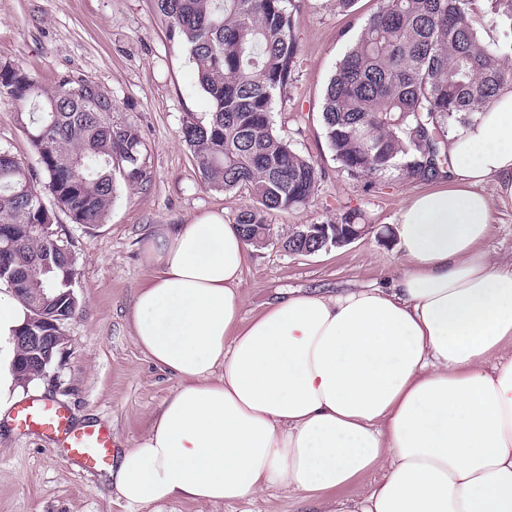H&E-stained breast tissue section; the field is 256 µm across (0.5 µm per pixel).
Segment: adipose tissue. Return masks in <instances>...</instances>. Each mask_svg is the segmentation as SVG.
<instances>
[{
	"label": "adipose tissue",
	"mask_w": 512,
	"mask_h": 512,
	"mask_svg": "<svg viewBox=\"0 0 512 512\" xmlns=\"http://www.w3.org/2000/svg\"><path fill=\"white\" fill-rule=\"evenodd\" d=\"M447 184L401 207L404 270L383 286L296 293L241 323L248 244L210 214L169 224L138 291L135 343L179 381L109 477L137 508L288 487L311 512H512V262L480 245L489 179L512 194V88L448 136ZM0 297V418L18 400ZM358 500L327 498L372 470Z\"/></svg>",
	"instance_id": "obj_1"
}]
</instances>
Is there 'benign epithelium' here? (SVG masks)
Listing matches in <instances>:
<instances>
[{
  "label": "benign epithelium",
  "instance_id": "obj_1",
  "mask_svg": "<svg viewBox=\"0 0 512 512\" xmlns=\"http://www.w3.org/2000/svg\"><path fill=\"white\" fill-rule=\"evenodd\" d=\"M322 228L321 224H307L300 234L305 240L315 236L321 241L331 239L333 244L339 247L361 237L368 230V225L345 232L342 231V226L338 225L332 236L324 233ZM75 309L76 302L70 295H61L53 299L43 296L36 302L33 314L29 315L26 322L32 335L23 337L26 344V360L16 364L24 381L29 382L47 375L53 365L54 354L63 349L67 339L62 329L64 319L71 316V312Z\"/></svg>",
  "mask_w": 512,
  "mask_h": 512
}]
</instances>
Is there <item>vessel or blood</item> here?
Returning <instances> with one entry per match:
<instances>
[{
	"instance_id": "obj_1",
	"label": "vessel or blood",
	"mask_w": 512,
	"mask_h": 512,
	"mask_svg": "<svg viewBox=\"0 0 512 512\" xmlns=\"http://www.w3.org/2000/svg\"><path fill=\"white\" fill-rule=\"evenodd\" d=\"M13 420L19 429L54 439L68 459L85 468L102 469L112 460L110 430L96 423H75L69 411L55 401L40 399L21 405Z\"/></svg>"
}]
</instances>
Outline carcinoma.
<instances>
[{
	"mask_svg": "<svg viewBox=\"0 0 512 512\" xmlns=\"http://www.w3.org/2000/svg\"><path fill=\"white\" fill-rule=\"evenodd\" d=\"M471 0H384L330 78L322 125L340 169L372 181L393 170L430 180L447 163L438 135L484 112L512 81L506 49L483 42ZM171 34L187 47L211 101L186 115L182 138L202 183L247 189L256 206L235 219L243 239L269 236L268 215L305 205L317 188L316 163L273 128L276 93L288 86L297 52L292 0H155ZM493 20L512 28V0H495ZM71 77L46 91L20 63L0 59V97L37 157L29 166L0 147V269L26 309L43 288L74 287L76 256L59 224H101L119 183L146 179L138 127L112 118V96L91 84L76 95Z\"/></svg>",
	"mask_w": 512,
	"mask_h": 512,
	"instance_id": "1",
	"label": "carcinoma"
}]
</instances>
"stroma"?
<instances>
[{"mask_svg": "<svg viewBox=\"0 0 512 512\" xmlns=\"http://www.w3.org/2000/svg\"><path fill=\"white\" fill-rule=\"evenodd\" d=\"M381 0H295L298 51L292 80L273 102L277 132L322 172L310 201L269 216L272 238L249 252L242 275V321L297 289L333 293L380 285L403 266L395 223L410 197L436 189L398 173L368 185L343 173L325 138L321 108L326 85ZM0 58L20 62L52 90L59 77L90 80L114 99L120 118L135 123L146 145L145 183L119 186L104 223L66 224L77 255L74 291L80 308L66 324L67 343L46 377L21 389V400L46 397L76 422H98L115 448L132 446L178 381L136 345L130 313L139 288L154 275L148 242L165 224H191L209 215L225 222L254 205L246 191L206 188L181 138L187 114L210 110L187 48L169 35L153 0H0ZM16 104L0 98V146L26 164L36 157L16 121ZM493 220L484 246L512 261V196L496 180L483 186ZM355 213L368 233L340 248L291 255L280 242L300 224H334ZM171 512H303L298 494L281 487L248 499L212 504L173 502ZM0 512H130L107 470H89L65 457L51 438L0 426Z\"/></svg>", "mask_w": 512, "mask_h": 512, "instance_id": "stroma-1", "label": "stroma"}]
</instances>
